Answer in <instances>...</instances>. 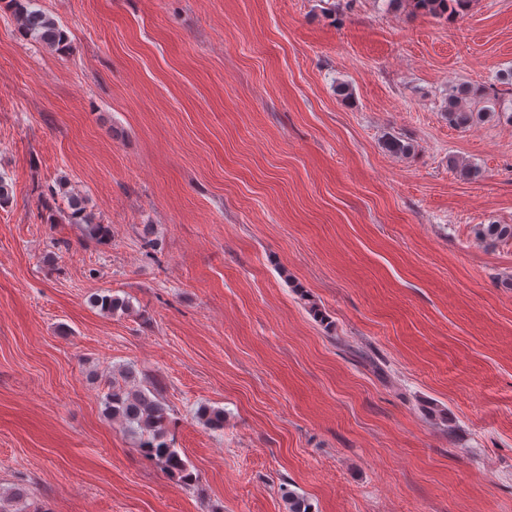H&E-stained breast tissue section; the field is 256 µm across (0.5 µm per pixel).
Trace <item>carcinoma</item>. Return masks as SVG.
I'll return each mask as SVG.
<instances>
[{
  "label": "carcinoma",
  "instance_id": "1",
  "mask_svg": "<svg viewBox=\"0 0 512 512\" xmlns=\"http://www.w3.org/2000/svg\"><path fill=\"white\" fill-rule=\"evenodd\" d=\"M406 2L415 14L441 17L444 15L461 16L469 10L472 0H389L390 4ZM19 32L29 36L46 48L55 52L69 50V39L58 22L41 9H34L35 0H10ZM485 92L471 85H455L448 89V122L458 128L466 129L472 123L487 114L471 108V104L483 99ZM67 181L58 182V193L68 200L67 218L73 224H84L89 228L90 236L106 241L110 237L107 224L94 222L87 213L82 198L75 192L66 190ZM477 234L492 241L512 239V224H481ZM98 305L108 313L129 310V302L112 295H103L96 299ZM105 411L114 420L126 425L128 430L139 437L138 448L149 459L157 461L171 475H177L184 484L195 481L189 464L179 452L170 447L165 440V427L168 421L167 408L155 390L145 388L138 380L133 368L121 371V380L112 381L104 398ZM197 417L210 429L224 427V411L219 408L202 405Z\"/></svg>",
  "mask_w": 512,
  "mask_h": 512
}]
</instances>
